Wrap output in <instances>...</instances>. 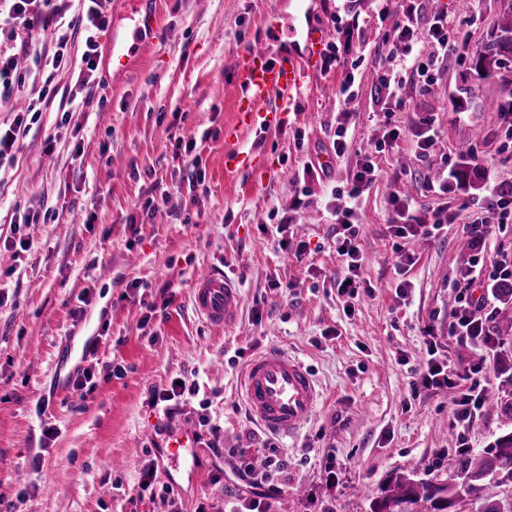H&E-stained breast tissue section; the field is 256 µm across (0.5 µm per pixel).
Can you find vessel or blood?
Returning a JSON list of instances; mask_svg holds the SVG:
<instances>
[{"mask_svg":"<svg viewBox=\"0 0 512 512\" xmlns=\"http://www.w3.org/2000/svg\"><path fill=\"white\" fill-rule=\"evenodd\" d=\"M115 23H127L125 39L111 43L104 61L114 76L131 72L147 47V37L155 33L160 19L155 0H121ZM325 25L311 22L303 28L271 22L259 44L237 53L230 75L243 93L247 110L238 112L235 130L262 131L282 126L288 106L300 95L310 71L329 40ZM302 43V51H281L282 38ZM194 310L215 330L235 322L240 304L236 282L228 275L208 271L197 277L191 289ZM90 344L62 348L56 358L53 379L58 391L67 388L65 368L74 357L86 356ZM241 389L250 415L272 435L295 436L313 417L321 403V392L311 371L287 352L270 348L254 354L241 374ZM198 443L191 428L171 433L164 453L172 467L194 460Z\"/></svg>","mask_w":512,"mask_h":512,"instance_id":"b4317fda","label":"vessel or blood"}]
</instances>
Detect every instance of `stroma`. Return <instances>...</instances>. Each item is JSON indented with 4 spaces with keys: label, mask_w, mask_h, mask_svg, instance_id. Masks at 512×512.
I'll return each mask as SVG.
<instances>
[{
    "label": "stroma",
    "mask_w": 512,
    "mask_h": 512,
    "mask_svg": "<svg viewBox=\"0 0 512 512\" xmlns=\"http://www.w3.org/2000/svg\"><path fill=\"white\" fill-rule=\"evenodd\" d=\"M157 0L160 30L141 64L106 84L105 107L73 108L75 75L56 76L57 94L0 162V512H223L250 491L236 466L258 454L267 434L250 417L240 391L246 359L278 347L309 366L322 402L293 439H274L268 454L287 460L273 472L280 492L270 512H368L395 474L445 478L456 448L480 451L512 431V339L496 332L503 308L492 282L477 284L488 341L449 336L458 309L456 288L474 254L512 253V230L477 232L443 224L449 206L482 202L490 190L512 193V161L498 158V115L486 101L505 100L502 78L512 60L479 78L470 58L441 64L429 91L406 84L404 110L391 115L401 131L380 156L369 189L359 242L364 255L357 297L338 293L347 268L333 243L326 208L332 189H345L372 148L368 135L383 118L379 81L391 21L360 0ZM414 17L425 29L433 9L478 47L495 32L512 0H421ZM303 26L324 21L332 42L350 44L358 98L345 104L342 68H317L286 128L242 133V150H260L264 167L224 174V132L235 122L239 91L229 67L255 45L275 16ZM355 115L348 147L334 156L336 117ZM73 110L70 126L57 122ZM433 119L438 139L413 160L414 134ZM303 140H295V132ZM195 136L194 156L174 157L172 136ZM54 144H47V137ZM478 144L479 178L437 195L428 176L456 167L458 144ZM331 158L329 169L296 183L307 161ZM288 170V178L277 175ZM168 189L162 208L139 229L151 185ZM406 199L419 221L415 236L391 233L392 196ZM35 224L20 223L26 211ZM288 222L280 246L275 228ZM442 223L438 235L432 224ZM30 241L22 250L20 240ZM470 249H462L463 240ZM413 257L401 267L402 254ZM111 276L103 280L100 269ZM223 269L237 283L236 323L209 329L191 304L195 278ZM407 294H399L402 281ZM155 313H148V303ZM101 335L82 367L95 370L83 393L53 394L52 365L62 344ZM457 377L453 388L419 384L429 346ZM483 364L485 403L469 423L454 420L468 374ZM195 382L171 414L152 408L149 392L172 379ZM223 428L218 449L200 447L197 473L161 464L170 429ZM55 435L45 438L46 428ZM157 460L156 486L174 503L139 500L143 465Z\"/></svg>",
    "instance_id": "stroma-1"
}]
</instances>
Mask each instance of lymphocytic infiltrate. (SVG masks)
Listing matches in <instances>:
<instances>
[{
  "instance_id": "f902f5d3",
  "label": "lymphocytic infiltrate",
  "mask_w": 512,
  "mask_h": 512,
  "mask_svg": "<svg viewBox=\"0 0 512 512\" xmlns=\"http://www.w3.org/2000/svg\"><path fill=\"white\" fill-rule=\"evenodd\" d=\"M69 0H12L9 27L0 26V36L19 41L22 47H29L40 38H50L53 54L48 57L54 73L63 74L71 67V50L78 32L87 37L81 55V65L75 87L85 100H97L106 105V98L96 95L101 53L97 34L103 31L108 21L101 11V0H82V10L77 17H69ZM393 38L401 43L402 53L388 56L382 68L380 84L387 92V111L396 112L406 106L401 96L402 87L409 81H416L420 90H427L433 83L439 64L448 58H463L466 41L458 33L450 31L448 16L439 12L432 16L425 32H418L408 21L395 26ZM56 92L51 81L40 84L35 96L29 97L26 106L16 112L7 128H0V161L12 157L13 150L30 129L31 119L37 118ZM400 137V131L391 128L382 135L373 136L374 150L365 154L360 161L353 181L346 190H332V213L336 219V250L344 256L348 277L338 280L339 293L357 295L361 284L359 270L362 255L358 244L360 213L365 193L379 176L377 158L385 148L393 146ZM463 221L468 227L478 228L491 224L499 230L512 226V196L491 193L476 208L461 204L448 210L449 223ZM512 278V255H498L492 258H474L463 277L458 291L459 310L448 329L449 335L478 340L483 332V323L477 315L478 303L472 297L471 289L476 282L502 281Z\"/></svg>"
}]
</instances>
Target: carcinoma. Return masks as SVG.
I'll use <instances>...</instances> for the list:
<instances>
[{
  "instance_id": "cac0c4a2",
  "label": "carcinoma",
  "mask_w": 512,
  "mask_h": 512,
  "mask_svg": "<svg viewBox=\"0 0 512 512\" xmlns=\"http://www.w3.org/2000/svg\"><path fill=\"white\" fill-rule=\"evenodd\" d=\"M507 53H512V10L499 20L494 39L474 51L475 72L488 75ZM485 482L512 485V432L478 454L458 449L448 456V477L442 481L407 475L389 479L381 496L370 504V512H458L461 493L470 494Z\"/></svg>"
}]
</instances>
